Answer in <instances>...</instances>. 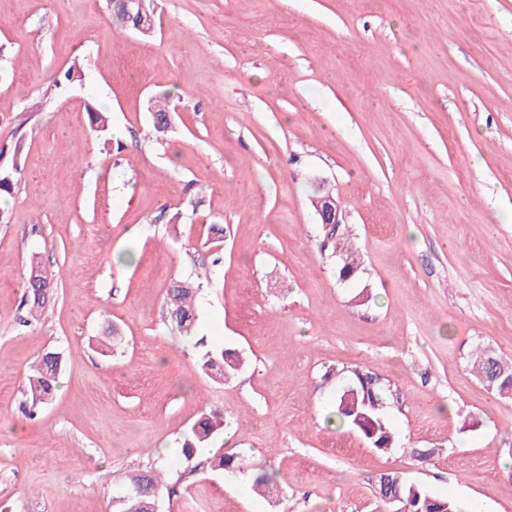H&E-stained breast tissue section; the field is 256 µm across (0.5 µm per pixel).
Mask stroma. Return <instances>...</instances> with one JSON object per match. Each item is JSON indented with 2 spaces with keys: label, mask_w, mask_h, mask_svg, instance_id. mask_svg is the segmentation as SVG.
I'll use <instances>...</instances> for the list:
<instances>
[{
  "label": "stroma",
  "mask_w": 512,
  "mask_h": 512,
  "mask_svg": "<svg viewBox=\"0 0 512 512\" xmlns=\"http://www.w3.org/2000/svg\"><path fill=\"white\" fill-rule=\"evenodd\" d=\"M154 7L145 38L106 0H0V162L19 166L0 224V512H114L130 470H183L205 411L243 468L200 449L160 512H383L385 473L512 512V399L470 363L512 361V0ZM325 191L339 223L313 206ZM340 238L360 256L347 281ZM34 259L59 278L20 327ZM178 280L199 335L247 357L233 380L203 377L171 330ZM51 350L59 390L32 417L24 377ZM359 371L384 390L388 453L325 422ZM259 462L274 497L251 490ZM224 431V417L215 413H203L183 434L182 452L187 463L195 457L199 448H206Z\"/></svg>",
  "instance_id": "35a3bbf8"
}]
</instances>
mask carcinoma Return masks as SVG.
Returning <instances> with one entry per match:
<instances>
[{"mask_svg":"<svg viewBox=\"0 0 512 512\" xmlns=\"http://www.w3.org/2000/svg\"><path fill=\"white\" fill-rule=\"evenodd\" d=\"M336 253L341 259L339 274H349L357 270L355 252L336 247ZM56 279L55 272L49 268L34 264L27 279L23 304L27 307L28 316H18L16 321L22 326L30 325V319L42 315L47 303V293ZM197 290L189 283L174 286L167 293L165 303L168 309L171 325L182 335L195 337L197 323L196 310ZM121 344L119 332L113 325L106 328L104 336L97 344V350L105 357L112 356L114 348ZM195 345L202 346L198 358L201 372L216 381L232 379L244 365L242 356L229 351L222 346L209 345L201 338ZM63 368V357L59 352L45 353L27 377L25 393L31 401V407L36 408L52 400L58 376ZM471 368L476 374L498 394L512 396V365L504 362L483 350L475 354ZM356 381L351 389H340L336 392L334 409L327 416L330 423L347 425L359 434L377 451L386 453L392 448V429L382 414L380 388L373 377L355 372ZM224 431V417L215 413H204L183 434L182 452L186 461L190 462L197 451ZM196 467H188L177 473L172 484L164 482L160 473L155 469L138 470L127 479L126 494L118 503L116 512H151V506L161 499L163 494L176 492L178 484L186 481ZM273 478L264 466L255 468L253 473V489L266 493L271 489ZM390 489L400 492L403 506L409 512H456L458 502L451 498L434 497L422 488L411 486L398 481V476L391 475Z\"/></svg>","mask_w":512,"mask_h":512,"instance_id":"obj_1","label":"carcinoma"}]
</instances>
